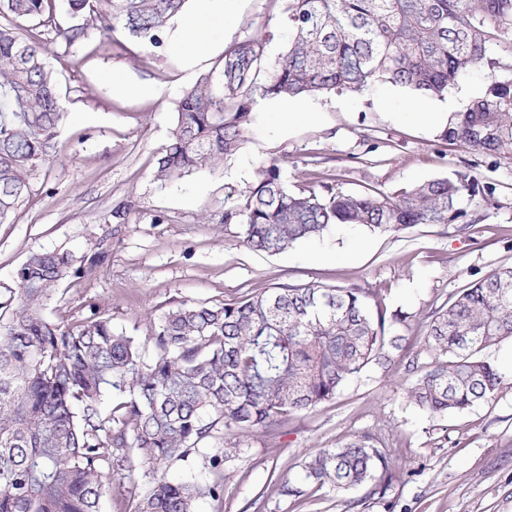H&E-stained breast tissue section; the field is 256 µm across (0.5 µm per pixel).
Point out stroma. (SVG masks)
I'll return each instance as SVG.
<instances>
[{"instance_id":"stroma-1","label":"stroma","mask_w":512,"mask_h":512,"mask_svg":"<svg viewBox=\"0 0 512 512\" xmlns=\"http://www.w3.org/2000/svg\"><path fill=\"white\" fill-rule=\"evenodd\" d=\"M237 24L208 25L216 47L153 49L93 26L74 45L52 36L48 61L59 79L66 118L52 160L31 176L30 193L0 223V294L16 288V272L33 252L104 253L91 277L69 273L45 302L59 322L95 311L115 333L137 337L145 361L150 331L182 301L220 304L280 285L353 286L376 292L406 314L394 334L418 346L428 315L451 294L503 266H512V151L488 154L443 139V128L415 112H451L459 94L477 95L474 77L442 99L390 86L336 92L278 105L260 102L242 149L223 165L182 178L155 177L184 91L234 39L268 35L277 58L287 38L286 0H236ZM278 161L291 189L327 184L343 193L394 195L422 182L465 171L478 178L462 197L454 224L404 232L332 227L322 237L277 255L251 251L240 228L224 221L263 166ZM503 387L490 401L445 418L410 404L401 367L369 369L336 400L293 418L275 433L237 435L241 453L224 466V499L202 500L197 512H512V340L486 352ZM397 439L403 455L385 495L372 484L344 495L281 496L277 482L302 485V464L323 448L356 435ZM215 438L187 461L159 470L135 464L115 475L101 512H128L131 494L162 475L204 479Z\"/></svg>"}]
</instances>
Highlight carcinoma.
I'll return each instance as SVG.
<instances>
[{"label": "carcinoma", "mask_w": 512, "mask_h": 512, "mask_svg": "<svg viewBox=\"0 0 512 512\" xmlns=\"http://www.w3.org/2000/svg\"><path fill=\"white\" fill-rule=\"evenodd\" d=\"M190 0H0V221L29 191L31 173L55 152L65 119L57 78L46 62L60 9L122 30L158 48ZM288 38L269 65L267 40L233 41L177 103L170 143L156 178L214 168L243 144L262 100L392 85L442 97L482 75V91L444 137L489 154L512 150V0H288ZM477 177L428 180L396 196L294 192L277 161L224 223L243 243L269 255L321 236L334 225L400 232L454 224ZM67 253L32 252L18 288L0 300V512H100L115 470L139 462L185 461L213 437L274 432L290 418L336 399L368 369L404 365L408 401L432 417L460 414L491 400L503 377L484 351L512 340V266L451 295L428 316L422 345L406 357L392 334L404 317L366 288L278 287L220 305L185 301L150 331L156 358L144 361L133 336L112 331L99 312L53 322L43 302L72 267ZM115 398L109 416L99 403ZM238 443L209 457V477L191 483L163 476L132 498L131 512H196L197 501L224 496V465ZM397 443L357 435L303 463L307 490L278 485L283 496L323 489L345 494L396 478Z\"/></svg>", "instance_id": "1"}]
</instances>
